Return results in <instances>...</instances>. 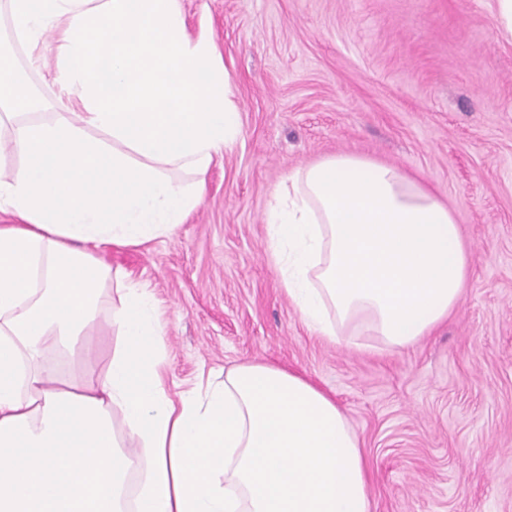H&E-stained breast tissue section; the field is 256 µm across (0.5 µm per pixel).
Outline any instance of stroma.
<instances>
[{
    "label": "stroma",
    "mask_w": 512,
    "mask_h": 512,
    "mask_svg": "<svg viewBox=\"0 0 512 512\" xmlns=\"http://www.w3.org/2000/svg\"><path fill=\"white\" fill-rule=\"evenodd\" d=\"M233 77L242 137L174 235L102 259L152 291L165 383L244 361L333 396L370 465L372 512H512V39L494 0H182ZM392 164L455 213L471 274L416 346L355 351L283 289L265 214L293 169Z\"/></svg>",
    "instance_id": "obj_1"
}]
</instances>
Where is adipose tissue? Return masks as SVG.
<instances>
[{
    "label": "adipose tissue",
    "mask_w": 512,
    "mask_h": 512,
    "mask_svg": "<svg viewBox=\"0 0 512 512\" xmlns=\"http://www.w3.org/2000/svg\"><path fill=\"white\" fill-rule=\"evenodd\" d=\"M50 36L49 114L25 70ZM0 38V127L22 159L0 179L14 218L0 224V512H372L364 453L328 393L244 362L170 396L147 286L98 256L172 235L242 134L231 76L181 0H0ZM266 229L289 298L334 341L411 348L470 275L438 192L362 155L288 173ZM101 318L118 343L94 383L70 364Z\"/></svg>",
    "instance_id": "obj_1"
}]
</instances>
